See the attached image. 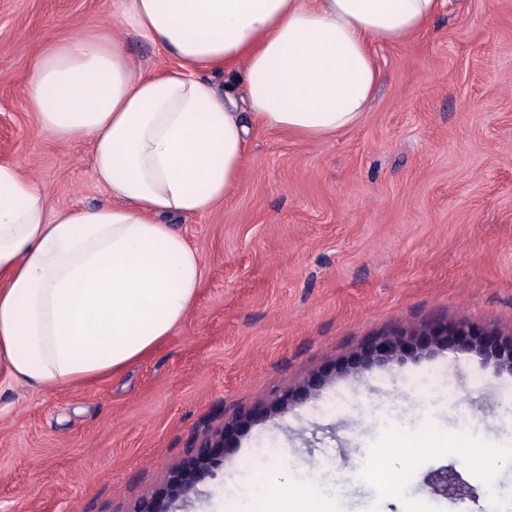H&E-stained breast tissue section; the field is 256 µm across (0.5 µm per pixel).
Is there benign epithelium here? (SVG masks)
Returning a JSON list of instances; mask_svg holds the SVG:
<instances>
[{
  "label": "benign epithelium",
  "mask_w": 512,
  "mask_h": 512,
  "mask_svg": "<svg viewBox=\"0 0 512 512\" xmlns=\"http://www.w3.org/2000/svg\"><path fill=\"white\" fill-rule=\"evenodd\" d=\"M402 345L399 339H386L371 347V355L363 360L366 369L386 368L393 360V352ZM240 423L224 426V429L214 433L200 434L193 447L187 453L180 474L172 481L169 491L157 497L141 500L135 512H172L173 504L182 496L188 494L201 477L212 473L224 461L226 438L238 429ZM457 475L452 470H443L436 479L435 490L448 494L455 491Z\"/></svg>",
  "instance_id": "benign-epithelium-1"
}]
</instances>
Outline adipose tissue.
I'll list each match as a JSON object with an SVG mask.
<instances>
[{
    "label": "adipose tissue",
    "instance_id": "adipose-tissue-1",
    "mask_svg": "<svg viewBox=\"0 0 512 512\" xmlns=\"http://www.w3.org/2000/svg\"><path fill=\"white\" fill-rule=\"evenodd\" d=\"M444 0H112L109 22L47 42L26 104L40 129L90 142L107 199L54 208L0 162V373L32 390L84 386L164 343L196 304L202 257L177 219L213 211L249 158V123L322 140L357 125L381 81L376 41L425 30ZM135 35L173 59L142 68ZM236 66L217 91L201 72ZM243 88L248 113L236 108ZM460 438L392 431L387 453L453 454ZM251 512H328L317 479L256 473Z\"/></svg>",
    "mask_w": 512,
    "mask_h": 512
}]
</instances>
